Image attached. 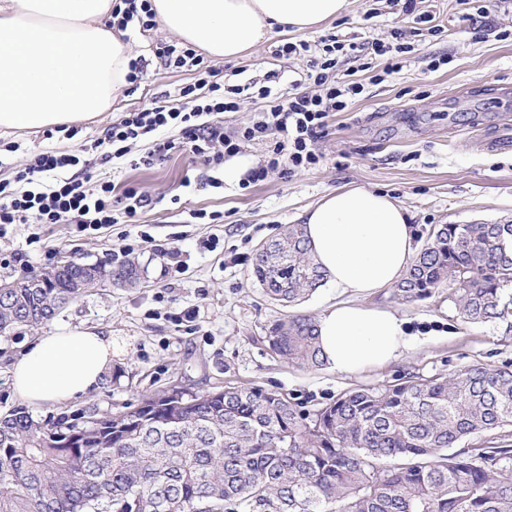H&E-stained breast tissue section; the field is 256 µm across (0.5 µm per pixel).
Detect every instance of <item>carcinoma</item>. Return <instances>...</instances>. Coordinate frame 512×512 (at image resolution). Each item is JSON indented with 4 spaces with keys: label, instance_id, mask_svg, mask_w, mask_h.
<instances>
[{
    "label": "carcinoma",
    "instance_id": "carcinoma-1",
    "mask_svg": "<svg viewBox=\"0 0 512 512\" xmlns=\"http://www.w3.org/2000/svg\"><path fill=\"white\" fill-rule=\"evenodd\" d=\"M96 271L92 288L140 280L131 260ZM83 273L72 261L18 278L44 287L0 295V333L50 321ZM252 273L288 305L325 280L300 224L256 252ZM444 282L469 322L512 317V222L438 225L396 291L416 300ZM268 342L297 365L325 362L308 315L274 324ZM478 434L512 435L508 368L356 389L309 421L258 388H174L81 426L15 408L0 417V512H512V448L449 452Z\"/></svg>",
    "mask_w": 512,
    "mask_h": 512
}]
</instances>
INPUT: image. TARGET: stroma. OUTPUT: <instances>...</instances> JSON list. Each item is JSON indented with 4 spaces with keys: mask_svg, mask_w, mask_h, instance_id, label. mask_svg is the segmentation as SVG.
<instances>
[{
    "mask_svg": "<svg viewBox=\"0 0 512 512\" xmlns=\"http://www.w3.org/2000/svg\"><path fill=\"white\" fill-rule=\"evenodd\" d=\"M419 11L432 21L395 9L391 0H350L346 14L305 32L317 41L332 32L361 42L400 38L408 45L402 69L376 80L360 63H340L335 78L362 82L364 94L347 111L330 113L315 144L318 164L284 177L271 172L249 188L223 181L200 184L208 167L188 154H172L147 168L135 160L148 142L129 156L97 164L92 174L115 186L148 192L152 202L137 224L118 223L94 234L71 224H15L0 237V282L43 271L66 260L112 261L133 245L142 278L137 287H102L66 305L50 322L0 334V414L19 407L9 370L39 337L63 330L94 328L112 338V367L89 395L54 406L30 408L39 422L66 418L82 423L89 411L109 414L137 405L173 386L189 393L227 386L259 387L280 394L298 410L312 412L358 388H378L411 377L449 375L480 362L491 368L512 366V326L504 322L466 323L449 300L447 286L412 302L393 289L363 302L394 311L407 322L411 346L390 364L354 374L330 365L300 367L269 348L271 327L292 312L319 316L342 295L330 285L318 288L291 307L270 300L251 274L258 247L298 224L308 207L336 189L363 187L398 199L409 211L415 245L423 247L438 224L512 221V150L495 145L512 134V0H420ZM483 14L482 26L471 15ZM134 56L146 65L137 84L126 85L112 111L82 123L74 138L44 128L34 133H0V179L11 178L45 150L80 152L103 137L113 117L143 107L155 96L177 93L196 74L160 66L153 49L173 36L160 28L131 27L126 35ZM276 36L241 58L215 60L226 84L250 81L288 92L292 81L313 90L306 56L279 58ZM440 67L430 68L431 59ZM190 187H183L184 179ZM217 220H209V213ZM192 313V321L178 316Z\"/></svg>",
    "mask_w": 512,
    "mask_h": 512,
    "instance_id": "1",
    "label": "stroma"
}]
</instances>
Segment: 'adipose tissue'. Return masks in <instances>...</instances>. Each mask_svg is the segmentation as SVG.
Returning <instances> with one entry per match:
<instances>
[{"mask_svg": "<svg viewBox=\"0 0 512 512\" xmlns=\"http://www.w3.org/2000/svg\"><path fill=\"white\" fill-rule=\"evenodd\" d=\"M115 0H0V131L84 123L111 111L133 54L109 27ZM162 30L210 57L234 60L273 35L343 16L349 0H151ZM311 253L347 301L317 321L325 358L353 373L410 346L405 321L358 297L396 285L415 254L407 210L389 195L340 188L304 215ZM112 365V339L95 329L40 337L12 364L11 386L41 407L78 399Z\"/></svg>", "mask_w": 512, "mask_h": 512, "instance_id": "adipose-tissue-1", "label": "adipose tissue"}]
</instances>
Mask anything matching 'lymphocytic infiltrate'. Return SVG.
Segmentation results:
<instances>
[{"mask_svg":"<svg viewBox=\"0 0 512 512\" xmlns=\"http://www.w3.org/2000/svg\"><path fill=\"white\" fill-rule=\"evenodd\" d=\"M311 53L309 69L314 74L316 92H298L288 97L273 95L270 87L225 85L219 69L207 65L195 50L174 42L159 44L155 56L165 68L192 69L198 74L194 84L180 89L172 98L154 100L149 106L125 113L95 140L102 162L129 154L133 145L150 141L149 150L139 157L143 166L164 161L171 153L188 151L203 157L211 168L223 166L237 156L242 143L256 140L267 132L278 139L265 165L246 171L240 187L264 180L273 170L292 173L319 162L314 144L323 133L330 113L346 111L350 102L364 92L362 84L343 85L330 81L340 58L381 57L383 73L398 71L400 61L381 42H343L333 33L321 36L317 44L299 40L278 47L279 56ZM267 100L261 121L242 127L236 135L224 133L214 115L237 111L242 97ZM90 162L78 154L54 151L33 156L13 180H0V237L14 224H72L79 232L91 234L115 221V210H122L128 223L138 221L149 196L138 189H127L122 198L112 196L108 180L91 181Z\"/></svg>","mask_w":512,"mask_h":512,"instance_id":"obj_1","label":"lymphocytic infiltrate"}]
</instances>
